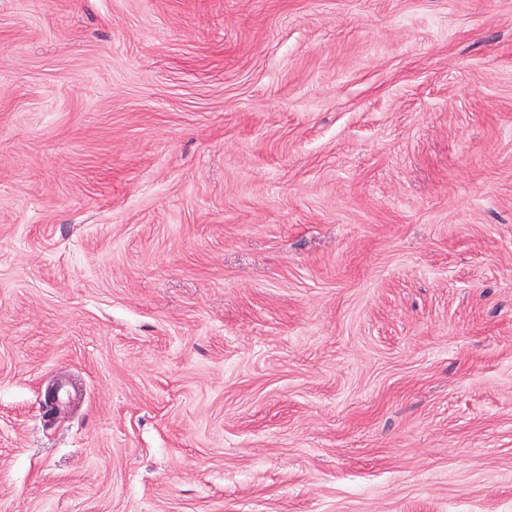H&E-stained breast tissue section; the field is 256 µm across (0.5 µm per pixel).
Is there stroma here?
Instances as JSON below:
<instances>
[{
    "mask_svg": "<svg viewBox=\"0 0 512 512\" xmlns=\"http://www.w3.org/2000/svg\"><path fill=\"white\" fill-rule=\"evenodd\" d=\"M0 512H512V0H0Z\"/></svg>",
    "mask_w": 512,
    "mask_h": 512,
    "instance_id": "stroma-1",
    "label": "stroma"
}]
</instances>
